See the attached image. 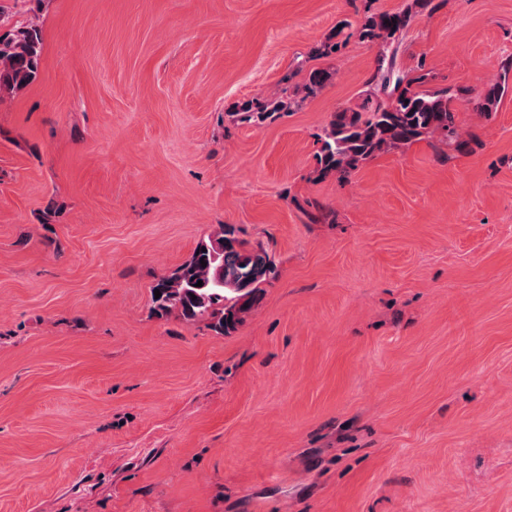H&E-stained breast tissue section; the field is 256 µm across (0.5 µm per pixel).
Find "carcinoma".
I'll return each instance as SVG.
<instances>
[{
	"label": "carcinoma",
	"instance_id": "obj_1",
	"mask_svg": "<svg viewBox=\"0 0 512 512\" xmlns=\"http://www.w3.org/2000/svg\"><path fill=\"white\" fill-rule=\"evenodd\" d=\"M438 8L435 0H411L395 12L365 4L357 34L360 41L380 47L375 71L361 103L333 113L317 134L321 173H334L345 182L377 154L426 139L453 141L459 150L467 147L457 132L454 102L458 92L451 87L427 88L434 76L422 60L408 70L398 64L399 37L418 15H431ZM347 43L346 38H330L313 54L329 57L340 53ZM42 49L41 30L34 23L16 24L0 33V101L36 81ZM334 76L335 72L324 68L309 70L303 85L305 97L316 96ZM507 89L504 82L486 88L478 110L491 117ZM297 107L299 101L285 88L268 98L239 103L229 116L241 124L261 126ZM246 270L252 276L233 291L216 283L219 274L228 278ZM278 275L273 253L241 239L233 225L221 224L197 243L185 262L152 285L161 293L151 299L152 311L160 317L174 314L188 326L206 320L216 334L230 336L259 306L264 286Z\"/></svg>",
	"mask_w": 512,
	"mask_h": 512
}]
</instances>
